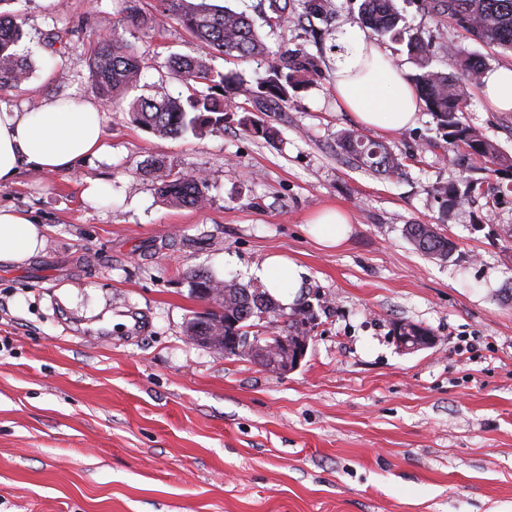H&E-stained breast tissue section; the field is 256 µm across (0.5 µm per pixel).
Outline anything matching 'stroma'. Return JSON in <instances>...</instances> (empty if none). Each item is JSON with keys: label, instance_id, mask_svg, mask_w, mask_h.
I'll use <instances>...</instances> for the list:
<instances>
[{"label": "stroma", "instance_id": "1", "mask_svg": "<svg viewBox=\"0 0 512 512\" xmlns=\"http://www.w3.org/2000/svg\"><path fill=\"white\" fill-rule=\"evenodd\" d=\"M271 50L304 48L324 76L293 103L258 112L248 90L266 68L213 51L240 76L238 113L203 135L160 137L134 124L129 100L97 93L94 47L122 22L123 0H0L23 32L29 77L0 89L28 112L82 97L100 110L109 150L66 174L20 172L0 204L47 224L41 253L0 263V512H512V174L494 207L445 206L439 185L463 177L428 110L387 136L401 175L358 167L337 145L355 122L336 100L340 50L322 20L265 24L260 0H228ZM432 65L454 55L488 69V48L422 0L400 4ZM124 36L145 64L138 92L184 85L171 58L199 50L175 18ZM259 119L267 134L246 130ZM465 119L512 155V111L469 88ZM195 174L207 201L160 195L165 175ZM99 195L85 196L91 184ZM346 209V239L326 248L307 222ZM431 224L454 249L433 259L406 238ZM306 267L296 303L317 324L300 367L278 376L188 342L206 309L190 276L259 287L265 259ZM428 329L433 346L402 351L395 327Z\"/></svg>", "mask_w": 512, "mask_h": 512}]
</instances>
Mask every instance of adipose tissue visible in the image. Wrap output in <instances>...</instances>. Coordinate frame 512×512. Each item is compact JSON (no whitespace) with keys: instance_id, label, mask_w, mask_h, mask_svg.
I'll list each match as a JSON object with an SVG mask.
<instances>
[{"instance_id":"1","label":"adipose tissue","mask_w":512,"mask_h":512,"mask_svg":"<svg viewBox=\"0 0 512 512\" xmlns=\"http://www.w3.org/2000/svg\"><path fill=\"white\" fill-rule=\"evenodd\" d=\"M349 54L336 68L334 90L340 106L364 127L394 134L414 125L417 93L373 39L349 35ZM101 114L90 101L75 97L47 101L21 112L0 102V183L23 169L66 173L75 163L107 152ZM47 227L10 206H0V263L23 264L44 248ZM306 270L282 256L268 257L258 275L282 304L294 300Z\"/></svg>"}]
</instances>
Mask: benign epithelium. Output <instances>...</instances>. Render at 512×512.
<instances>
[{
    "label": "benign epithelium",
    "mask_w": 512,
    "mask_h": 512,
    "mask_svg": "<svg viewBox=\"0 0 512 512\" xmlns=\"http://www.w3.org/2000/svg\"><path fill=\"white\" fill-rule=\"evenodd\" d=\"M316 321L306 325V332L300 336L280 335L272 332L273 342L265 341V337L257 336H198L194 330L187 329L186 339L194 343H202L219 353L233 351L253 359L263 361L268 371L277 375L286 374L296 370L305 359L311 335L314 332ZM396 341L405 351H415L430 347L434 343L431 335L413 338L411 336H398Z\"/></svg>",
    "instance_id": "1"
}]
</instances>
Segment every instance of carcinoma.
I'll list each match as a JSON object with an SVG mask.
<instances>
[{
	"label": "carcinoma",
	"mask_w": 512,
	"mask_h": 512,
	"mask_svg": "<svg viewBox=\"0 0 512 512\" xmlns=\"http://www.w3.org/2000/svg\"><path fill=\"white\" fill-rule=\"evenodd\" d=\"M162 13L180 20L199 41L201 54L182 56L170 62L172 72L189 91L184 98L171 96L158 87L150 96H139L129 105L132 121L162 137H178L206 127H223L226 117L236 111L235 99L240 94V78L211 68L203 52L215 50L240 59L263 57L267 60L265 75L250 90L258 111L268 112L296 97L297 93L322 76L319 61L299 49L274 52L262 40L253 21L244 13L228 7L207 3V0H161ZM428 8L446 16L458 27L489 47L512 51V0H428ZM336 12L333 0H269L266 23H280L300 14L327 19ZM361 24L373 35L406 41L408 54L416 66L409 80L424 98L427 110L436 119L448 144L464 147L468 155L480 157L493 173L512 171V156L503 154L498 146L465 121L469 98L468 85L483 74L485 63L479 56L456 61V73L440 72L432 67L428 46L416 35H405L402 14L397 0H359ZM22 38L18 23L0 15V89L17 88L28 77L27 59L16 50ZM145 64L138 59L131 45L112 26L93 59V73L99 91L117 96L137 88ZM338 146L352 160L372 172L391 178L400 174L402 162L394 150L356 130H345L338 136ZM438 195L450 206H456L474 193H483L482 183L471 181L465 192L453 183L437 187ZM160 193L180 205L201 206L206 201L205 181L195 175L183 174L162 179ZM406 236L417 250L432 258L446 259L452 244L430 224H408ZM193 287L223 289L217 299L206 294L199 298L232 314L241 335L264 327L263 316L283 319L280 333L293 334L299 322L285 318L272 306L268 292L249 289L234 281H219L205 273L192 277Z\"/></svg>",
	"instance_id": "carcinoma-1"
}]
</instances>
